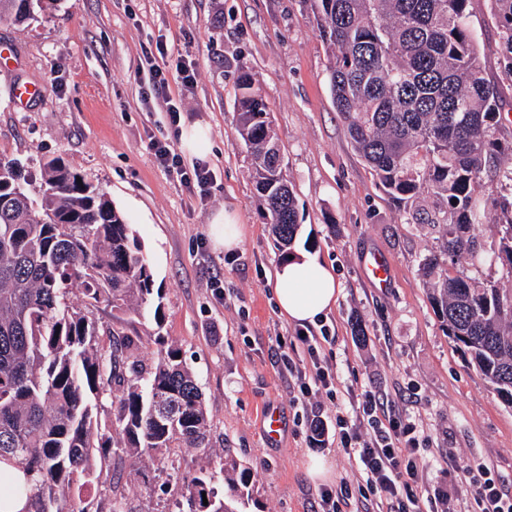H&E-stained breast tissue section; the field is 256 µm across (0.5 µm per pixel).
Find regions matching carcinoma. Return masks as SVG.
I'll return each instance as SVG.
<instances>
[{"instance_id": "carcinoma-1", "label": "carcinoma", "mask_w": 512, "mask_h": 512, "mask_svg": "<svg viewBox=\"0 0 512 512\" xmlns=\"http://www.w3.org/2000/svg\"><path fill=\"white\" fill-rule=\"evenodd\" d=\"M311 3L330 50L328 78L351 144L387 193L433 213L440 253L421 271L448 335L469 352L491 389L512 405V154L500 138L495 85L487 82L471 28L469 0H300ZM506 76L512 78V0H490ZM31 18L25 0H0V22ZM237 132L253 155L255 188L282 258L300 227L294 191L282 169L270 107L241 74ZM499 204L497 280L473 283L451 273L478 252L481 213L475 190L486 173ZM60 158L45 163L38 197L20 182L15 160L0 158V487L26 496L23 512H68L71 493L91 484L114 455L134 466L167 448L206 449L201 389L170 345L146 369L139 342L92 318L154 308L150 263L124 215L106 194ZM79 286L80 299L71 298ZM113 393L111 426L100 397ZM27 482H11L13 472ZM257 475L230 451L184 481L188 510L250 512ZM208 504H203V501Z\"/></svg>"}]
</instances>
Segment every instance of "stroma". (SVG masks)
Returning <instances> with one entry per match:
<instances>
[{
  "instance_id": "1",
  "label": "stroma",
  "mask_w": 512,
  "mask_h": 512,
  "mask_svg": "<svg viewBox=\"0 0 512 512\" xmlns=\"http://www.w3.org/2000/svg\"><path fill=\"white\" fill-rule=\"evenodd\" d=\"M481 63L501 92L502 136L512 139V80L489 0H470ZM0 44L13 54L0 65V158L20 164L30 194L40 170L63 159L98 186L126 217L151 265L162 297L152 310L99 323L138 338L144 362L176 344L203 393L208 439L232 449L258 473L262 512H314L321 485L307 474L309 457L332 464V486L355 483L354 460L332 437L318 444L306 423L333 422L346 396L319 393L298 402L279 366V339L295 323L275 305L272 273L281 253L255 191L246 148L236 132L237 77L251 73L272 109L273 128L302 217L294 251L331 265L341 291L325 324L334 343L320 357L341 386L376 390L422 425L418 457L427 495L459 491L460 512L472 506L467 468L485 465L512 488V407L505 406L438 318L421 274L422 259L441 241L431 226L386 194L353 150L330 91L328 50L301 0H55L22 25L0 23ZM164 45L166 55L156 54ZM195 63L197 78L182 86L175 64ZM164 71L168 94L181 106L178 126L142 98L151 66ZM36 82L41 95L26 107L16 84ZM209 126L213 174L207 199L188 193L155 160L152 139L181 149L184 128ZM236 215L244 235L233 251L210 234L219 210ZM389 268L388 287L367 279L366 254ZM362 325L357 339L354 325ZM273 406L285 428L269 441L260 414ZM194 448H170L132 471L115 457L82 496L108 512L120 489L131 512H173L186 477L203 465Z\"/></svg>"
}]
</instances>
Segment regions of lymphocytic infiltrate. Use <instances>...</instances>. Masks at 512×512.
Segmentation results:
<instances>
[{
    "label": "lymphocytic infiltrate",
    "instance_id": "lymphocytic-infiltrate-1",
    "mask_svg": "<svg viewBox=\"0 0 512 512\" xmlns=\"http://www.w3.org/2000/svg\"><path fill=\"white\" fill-rule=\"evenodd\" d=\"M151 148L159 164L176 173L189 193L207 197L212 175L205 166L186 167L168 142L152 141ZM331 340L328 328L299 329L293 341L307 353V362H294L286 354L280 357L299 396H308L315 387L331 395L341 389L353 409L349 415L336 414V444L354 459L362 481L321 490L319 512H342L350 501L362 499L375 502L378 512H424L418 425L372 390L340 388L335 371L323 364L319 353L322 344ZM470 491L479 512H512V494L505 493L502 481L484 466H477L471 476Z\"/></svg>",
    "mask_w": 512,
    "mask_h": 512
}]
</instances>
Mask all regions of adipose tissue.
<instances>
[{"label": "adipose tissue", "instance_id": "obj_1", "mask_svg": "<svg viewBox=\"0 0 512 512\" xmlns=\"http://www.w3.org/2000/svg\"><path fill=\"white\" fill-rule=\"evenodd\" d=\"M339 292L331 266L304 254L281 263L274 272L279 313L291 322L316 321L335 305Z\"/></svg>", "mask_w": 512, "mask_h": 512}]
</instances>
